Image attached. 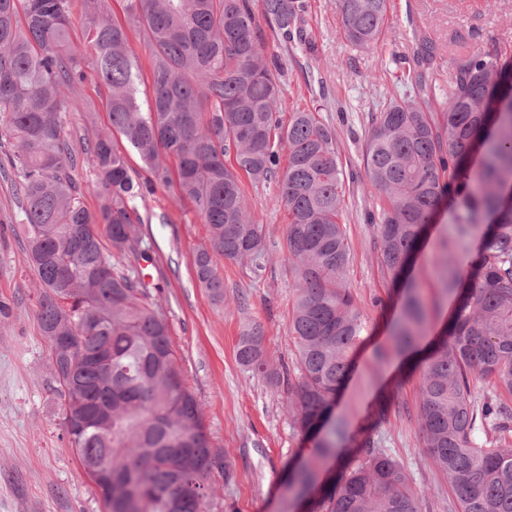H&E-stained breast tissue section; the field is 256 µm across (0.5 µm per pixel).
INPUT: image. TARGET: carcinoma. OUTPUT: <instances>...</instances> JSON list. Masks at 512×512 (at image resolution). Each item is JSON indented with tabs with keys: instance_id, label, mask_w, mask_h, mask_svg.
Here are the masks:
<instances>
[{
	"instance_id": "carcinoma-1",
	"label": "carcinoma",
	"mask_w": 512,
	"mask_h": 512,
	"mask_svg": "<svg viewBox=\"0 0 512 512\" xmlns=\"http://www.w3.org/2000/svg\"><path fill=\"white\" fill-rule=\"evenodd\" d=\"M283 40L303 37L308 0H126V10L151 51L153 95L137 97L138 64L127 28L101 17L100 0H83L87 44L74 46L75 0H0V148L22 204L16 223L37 288L41 335L74 337L73 352L50 358L71 448L101 497L93 473L112 471L108 512H211L214 477L203 409L185 387L168 324L143 268L150 259L139 207L149 185L129 173L108 133L83 146L100 186L97 214L81 204L70 173L67 92L91 69L108 87L112 129L149 166L155 180L176 179L207 227L195 252L197 283L218 303L224 278L217 259L257 273L269 259L262 227L252 220L239 173L279 185L288 213L280 267L293 281L289 333L295 367L267 358L259 324L239 336L236 356L247 371L288 388L297 430L317 439L315 454L288 472L291 499L309 512H424L408 471L371 435L347 436L332 420L336 395L349 376L351 351L364 327L346 272L350 246L343 224L345 176L336 134L319 110L285 102L268 63L254 2ZM346 41L378 44L388 0H337ZM438 56L432 41L407 88L372 116L364 165L383 205L373 222L384 274L400 286L402 315L392 326L394 351L425 330L421 289L408 265L439 205H455L449 238L477 236L479 252L462 272L460 256L438 268V287L454 297L445 332L419 361V428L434 468L454 490L448 512H512V43L476 48L436 111L423 71ZM287 148L286 166L280 151ZM233 157V164L226 162ZM491 394L475 399L472 384ZM491 427L484 445L475 431ZM355 464L332 483L321 462L344 442Z\"/></svg>"
}]
</instances>
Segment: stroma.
<instances>
[{
  "instance_id": "1",
  "label": "stroma",
  "mask_w": 512,
  "mask_h": 512,
  "mask_svg": "<svg viewBox=\"0 0 512 512\" xmlns=\"http://www.w3.org/2000/svg\"><path fill=\"white\" fill-rule=\"evenodd\" d=\"M304 25L308 43L284 42L264 30L267 53L277 54L278 84L287 103L319 108L336 130V154L345 169L344 224L351 249L347 282L362 314L363 343L334 403L332 415L351 435L369 433L408 470L412 488L430 512H445L454 495L422 447L418 422L420 374L401 356L380 360L389 329L400 316L397 292L382 273L368 214L381 198L370 187L364 154L371 115L380 111L402 71L412 66L421 40L435 42L439 57L430 77L450 89L457 68L471 51L491 41H512V0H389L378 45L351 47L345 40L336 0H308ZM78 110L65 117L72 145L111 126L109 92L95 74L77 84ZM241 185L271 254L281 252L288 222L276 183ZM174 184H154L141 214L152 245L147 273L156 284L169 326L177 366L201 402L213 448L229 463V481H217L223 512H307L292 506L285 488L289 466L311 457L315 443L292 425L286 389L242 369L236 344L251 323L265 329L270 361L291 363V279L275 262L260 273L221 261L224 301L216 303L193 275V255L207 229L189 202L176 198ZM17 198L0 173V512H105L84 474L62 423L61 398L36 317L37 290L14 218ZM451 227L440 208L417 252L411 274L428 303V334L444 329L450 304L436 287ZM385 419H377L382 402Z\"/></svg>"
}]
</instances>
